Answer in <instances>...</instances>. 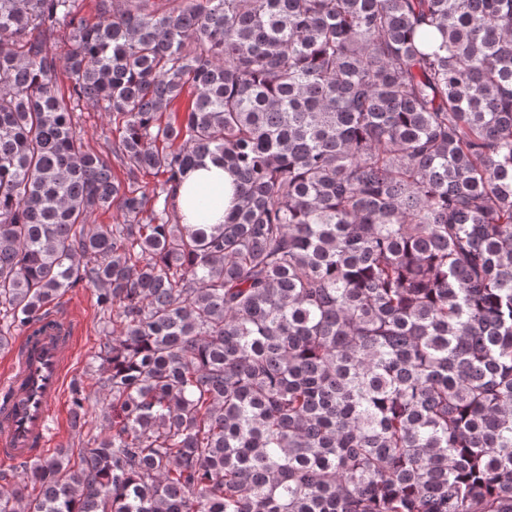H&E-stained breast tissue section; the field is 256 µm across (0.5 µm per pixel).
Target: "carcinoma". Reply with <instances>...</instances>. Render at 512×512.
I'll return each mask as SVG.
<instances>
[{
    "label": "carcinoma",
    "mask_w": 512,
    "mask_h": 512,
    "mask_svg": "<svg viewBox=\"0 0 512 512\" xmlns=\"http://www.w3.org/2000/svg\"><path fill=\"white\" fill-rule=\"evenodd\" d=\"M78 285L108 403L0 512H512V0H0V351ZM75 112L81 135L89 148L99 151L104 145V135L111 138L118 135L112 118L100 108L80 102ZM211 194L213 203L208 208L206 222H200L197 211L198 197ZM236 185L230 173L218 164L207 161L189 170L176 195V205L186 224H222L224 212L235 204Z\"/></svg>",
    "instance_id": "obj_1"
}]
</instances>
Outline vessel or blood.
<instances>
[{
	"instance_id": "1",
	"label": "vessel or blood",
	"mask_w": 512,
	"mask_h": 512,
	"mask_svg": "<svg viewBox=\"0 0 512 512\" xmlns=\"http://www.w3.org/2000/svg\"><path fill=\"white\" fill-rule=\"evenodd\" d=\"M40 324V333L25 331L11 370L0 376L1 462L32 458L46 446L49 416L69 377L76 315L53 313Z\"/></svg>"
}]
</instances>
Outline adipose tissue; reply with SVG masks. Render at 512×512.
Returning <instances> with one entry per match:
<instances>
[{
	"instance_id": "adipose-tissue-1",
	"label": "adipose tissue",
	"mask_w": 512,
	"mask_h": 512,
	"mask_svg": "<svg viewBox=\"0 0 512 512\" xmlns=\"http://www.w3.org/2000/svg\"><path fill=\"white\" fill-rule=\"evenodd\" d=\"M236 185L230 173L208 162L189 170L176 195V205L186 223L220 224L235 204Z\"/></svg>"
}]
</instances>
